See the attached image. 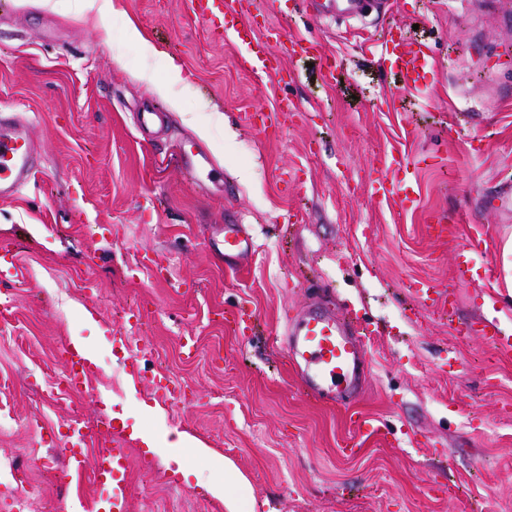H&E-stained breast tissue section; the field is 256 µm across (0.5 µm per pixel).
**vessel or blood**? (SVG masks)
<instances>
[{
    "label": "vessel or blood",
    "instance_id": "obj_1",
    "mask_svg": "<svg viewBox=\"0 0 512 512\" xmlns=\"http://www.w3.org/2000/svg\"><path fill=\"white\" fill-rule=\"evenodd\" d=\"M198 19L209 25L221 40H229L239 47L238 66L254 77H264L278 71L275 57L267 50L266 38L256 36L249 20V0H190ZM316 12L325 17H364L369 11L385 12L389 0H311ZM381 62L407 87L427 88L434 73V58L429 45L422 40L407 38L404 33L389 34L379 45ZM299 106L287 98L278 99L275 106L258 113V128L263 134L278 135L283 118L298 111ZM42 160V148L30 133L28 123L0 115V200L13 198L35 176ZM373 196L380 202L408 208L417 202L416 165L398 164L395 176L384 174L371 181ZM225 256L238 260L252 248L243 225L232 222L224 227L222 240ZM490 244L479 237L471 238L460 253L454 268L457 282L467 283L480 276H491L490 266L476 267L473 257L488 254ZM415 294L430 301L432 306L446 309L453 306L452 293L437 291L420 283ZM487 311L477 321L480 334L499 351H512V326L501 318L497 297H490ZM365 333L360 326L340 318L336 308L323 292H313L306 307L290 319L287 345L290 358L301 371L302 389L313 397L335 396L337 390L357 392L359 374L366 363ZM59 354L64 361L62 383L77 387L83 383L92 367L90 357L70 345L61 346ZM94 437L93 432L66 433L62 452L66 467L60 470L61 480H71L83 471L86 451ZM130 453L117 445L94 462L103 484L112 486L108 499L110 512H127V498L121 488L129 467Z\"/></svg>",
    "mask_w": 512,
    "mask_h": 512
}]
</instances>
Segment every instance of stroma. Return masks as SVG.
Wrapping results in <instances>:
<instances>
[{
	"label": "stroma",
	"instance_id": "35a3bbf8",
	"mask_svg": "<svg viewBox=\"0 0 512 512\" xmlns=\"http://www.w3.org/2000/svg\"><path fill=\"white\" fill-rule=\"evenodd\" d=\"M114 2L99 21L79 19L74 0H0V113L26 119L44 154L34 180L0 201L13 263L0 284V504L15 488L4 461L51 454L78 416L109 423L129 448L128 512H226L208 490L224 480L223 458L247 479L245 512H512V353L454 331L480 316L486 293L512 307V213L481 204L512 181V64L498 84L485 77L488 58L512 55V28L498 22L512 0H393L362 21L316 16L309 0H253L280 33L270 48L284 83L240 71L237 46L210 39L188 0ZM131 19L148 46L129 39ZM395 27L432 45L428 89L383 67L375 43ZM299 37L335 57V79L289 53ZM171 60L183 71L174 84ZM284 93L300 110L265 136L247 116ZM145 100L168 116L161 133L136 124ZM190 144L205 157L203 191L183 172ZM397 152L423 161L413 210L369 192ZM228 215L253 240L231 262L217 251ZM476 230L493 247V277L461 284L455 257ZM416 279L453 290L454 311L422 304ZM314 285L366 330L358 397L299 391L280 332ZM240 308L251 335L224 319ZM184 336L196 337L195 358L183 357ZM74 339L94 381L42 401L63 371L60 344ZM160 374L190 399L165 401ZM354 412L378 433H357ZM176 432L202 444L185 449L180 474L163 445ZM350 440L359 447L343 455ZM25 496L23 512H94L101 498L39 470Z\"/></svg>",
	"mask_w": 512,
	"mask_h": 512
}]
</instances>
